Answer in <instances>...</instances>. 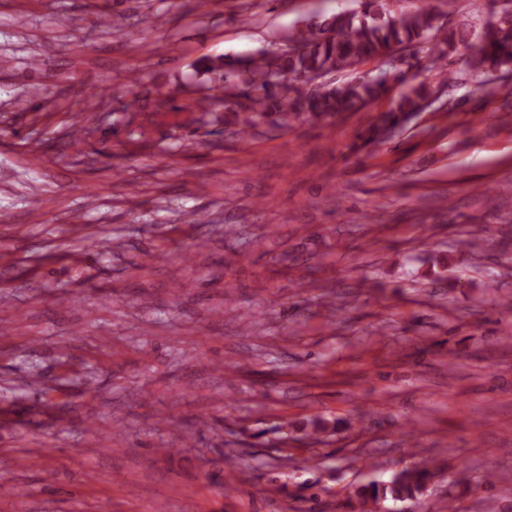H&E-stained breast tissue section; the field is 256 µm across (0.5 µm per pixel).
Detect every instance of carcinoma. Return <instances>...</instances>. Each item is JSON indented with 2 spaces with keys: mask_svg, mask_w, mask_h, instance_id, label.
<instances>
[{
  "mask_svg": "<svg viewBox=\"0 0 512 512\" xmlns=\"http://www.w3.org/2000/svg\"><path fill=\"white\" fill-rule=\"evenodd\" d=\"M363 10L321 16L303 30L294 32L288 47H276L257 57L228 62L221 57H202L195 70L221 83L237 79L224 95V123L239 126L246 136L258 122L270 120L281 126L291 120L333 117L340 112H360L386 95V81L379 76L353 75L357 66L373 59H389L407 50L421 65L430 62V82L410 85L390 108L369 127L365 142L375 134L401 126L419 111L437 91L462 86L444 65L449 57L463 58L466 74L476 80L490 72H512V13H503L499 23H486L476 30L447 32L432 7L420 8L395 19L388 16L384 0H362ZM341 73L344 79L327 81L320 90L310 87L316 75ZM429 479L425 468H405L382 486L370 483L358 490L364 500L387 496L395 500L415 499Z\"/></svg>",
  "mask_w": 512,
  "mask_h": 512,
  "instance_id": "1",
  "label": "carcinoma"
}]
</instances>
